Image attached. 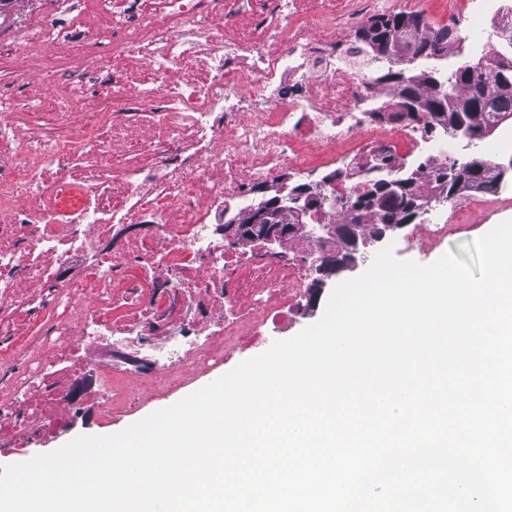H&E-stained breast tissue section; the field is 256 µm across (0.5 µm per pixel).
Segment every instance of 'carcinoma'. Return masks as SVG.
<instances>
[{
    "mask_svg": "<svg viewBox=\"0 0 512 512\" xmlns=\"http://www.w3.org/2000/svg\"><path fill=\"white\" fill-rule=\"evenodd\" d=\"M424 32L414 38L412 53L405 61L391 60L389 43L397 36ZM359 43L375 52L380 63L375 80L398 90L402 111L409 114L427 112L435 123L426 126L428 134L443 132L451 139L468 142L488 135L512 120V88L500 92L488 91L478 74L494 64L493 81L503 77L512 83V57L495 51V59L485 55L476 62L463 60L444 71L437 66L420 68V60H443L448 50L460 53L462 39L451 27L430 28L423 16L410 13H382L371 18L356 34ZM499 162L486 159L482 169H468L469 161L453 159L434 166L427 177L435 191L451 201L464 189H483L496 192L500 182L495 174ZM381 174L369 180L357 192L336 199L339 207H351L352 223L358 224L367 211L378 216L382 224H407L412 208L423 204L416 190L418 180L398 179L399 158L383 153L379 158Z\"/></svg>",
    "mask_w": 512,
    "mask_h": 512,
    "instance_id": "1",
    "label": "carcinoma"
}]
</instances>
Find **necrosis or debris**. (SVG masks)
I'll list each match as a JSON object with an SVG mask.
<instances>
[{
    "mask_svg": "<svg viewBox=\"0 0 512 512\" xmlns=\"http://www.w3.org/2000/svg\"><path fill=\"white\" fill-rule=\"evenodd\" d=\"M54 3L0 39L5 448L62 425L88 389L110 421L143 382L183 383L292 319L333 250L311 227L349 210L311 211L271 253L225 243V203L319 167L337 173L324 195L347 196L383 150L450 159L353 53L396 0Z\"/></svg>",
    "mask_w": 512,
    "mask_h": 512,
    "instance_id": "4bbe7bcc",
    "label": "necrosis or debris"
}]
</instances>
